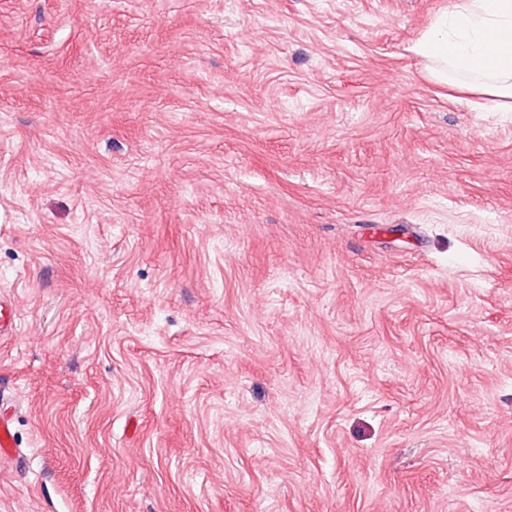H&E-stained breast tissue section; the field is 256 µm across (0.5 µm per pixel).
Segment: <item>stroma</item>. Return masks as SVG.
I'll return each instance as SVG.
<instances>
[{"mask_svg":"<svg viewBox=\"0 0 512 512\" xmlns=\"http://www.w3.org/2000/svg\"><path fill=\"white\" fill-rule=\"evenodd\" d=\"M454 0H0V512H512V112ZM431 79L448 71L480 78L481 94L512 109V0H458L414 44Z\"/></svg>","mask_w":512,"mask_h":512,"instance_id":"stroma-1","label":"stroma"}]
</instances>
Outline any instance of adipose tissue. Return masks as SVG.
<instances>
[{"label":"adipose tissue","instance_id":"obj_1","mask_svg":"<svg viewBox=\"0 0 512 512\" xmlns=\"http://www.w3.org/2000/svg\"><path fill=\"white\" fill-rule=\"evenodd\" d=\"M431 79L479 77L483 95L512 103V0H455L414 44Z\"/></svg>","mask_w":512,"mask_h":512}]
</instances>
